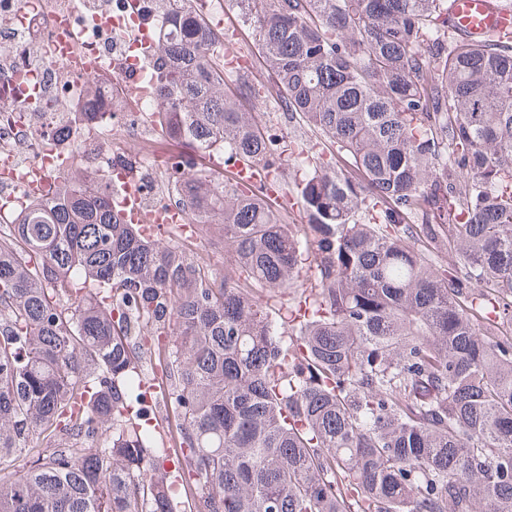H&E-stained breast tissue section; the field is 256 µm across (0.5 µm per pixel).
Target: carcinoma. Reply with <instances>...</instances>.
<instances>
[{"instance_id": "cac0c4a2", "label": "carcinoma", "mask_w": 512, "mask_h": 512, "mask_svg": "<svg viewBox=\"0 0 512 512\" xmlns=\"http://www.w3.org/2000/svg\"><path fill=\"white\" fill-rule=\"evenodd\" d=\"M153 2L192 230L125 222L59 117L71 167L0 223V512H512V36L448 0H233L268 82L230 85L224 31Z\"/></svg>"}]
</instances>
